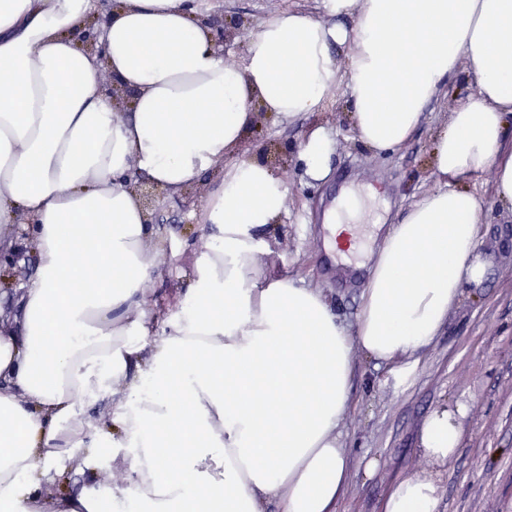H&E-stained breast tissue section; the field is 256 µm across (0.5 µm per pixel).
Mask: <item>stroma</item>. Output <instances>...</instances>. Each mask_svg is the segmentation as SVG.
Here are the masks:
<instances>
[{"instance_id": "obj_1", "label": "stroma", "mask_w": 512, "mask_h": 512, "mask_svg": "<svg viewBox=\"0 0 512 512\" xmlns=\"http://www.w3.org/2000/svg\"><path fill=\"white\" fill-rule=\"evenodd\" d=\"M221 12L241 15V34L224 47L226 63L237 66L244 47L258 27L284 9H301L326 19L322 0H221ZM476 89L463 77L448 82L426 105L424 119L409 142L395 152L378 154L367 148L354 129L351 104L344 94L331 98L323 112L278 121L259 117L237 151L241 159H265L268 145L287 152L285 168L277 170L287 188V211L276 227L262 230L270 252L261 256V275L278 274L322 289L339 320L355 328L361 310L365 261L369 249L382 242L380 225L396 224L423 195L441 181L432 162L438 130ZM323 126L334 141L327 181L307 178L298 161V147L313 125ZM380 186L379 197L365 196L367 185ZM461 187L481 201L478 252L487 263L481 284H465L464 298L421 355L411 376L396 384L393 363L356 355L350 410L341 427L347 449L351 483L337 512H381L389 488L401 477L431 469L418 452V433L426 416L441 403L461 404V448L440 469L442 486L438 512H512V212L503 209L493 191V172L484 170L462 179ZM199 194L161 197L152 231L163 242L156 274L143 285L146 308L175 303L182 288L180 271L202 252L210 225L196 223L215 188L212 175L198 184ZM363 194V211L356 224L358 244L348 261H328L323 244L327 230L322 212L341 188ZM19 262L0 267V307L20 314L21 285L36 273L38 250L19 226ZM79 420L101 434L102 446L86 474L73 472L59 460L41 483L51 499L80 492L89 481L105 487L123 482L126 466L112 458V419L103 398H91L77 409ZM379 462L372 477H364V463Z\"/></svg>"}]
</instances>
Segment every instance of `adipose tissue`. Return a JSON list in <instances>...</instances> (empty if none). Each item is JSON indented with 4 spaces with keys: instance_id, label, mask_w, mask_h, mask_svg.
<instances>
[{
    "instance_id": "1",
    "label": "adipose tissue",
    "mask_w": 512,
    "mask_h": 512,
    "mask_svg": "<svg viewBox=\"0 0 512 512\" xmlns=\"http://www.w3.org/2000/svg\"><path fill=\"white\" fill-rule=\"evenodd\" d=\"M323 4L325 22L280 11L230 66L212 25L219 0H116L106 15L99 0H0V224L26 220L39 258L20 330L0 317V512H266L273 500L279 512H336L356 355L397 363L405 379L463 284L483 282L480 201L457 183L493 168L512 205V0ZM345 45L342 65L333 50ZM102 63L133 93L124 118L97 80ZM464 68L477 90L433 148L444 186L387 229L355 330L320 290L258 278L257 233L280 223L286 192L268 166L234 157L254 104L291 120L346 91L359 137L392 152ZM333 149L323 126L308 131V178H326ZM134 169L170 195L219 175L197 217L213 227L208 248L171 318L141 306L161 242L124 183ZM102 390L113 447L134 451L126 484L46 499L38 479L57 459L88 468L96 443L74 419ZM464 412L426 417L419 445L433 467L398 479L382 512H437V468L458 450ZM174 427L173 462L159 449Z\"/></svg>"
}]
</instances>
